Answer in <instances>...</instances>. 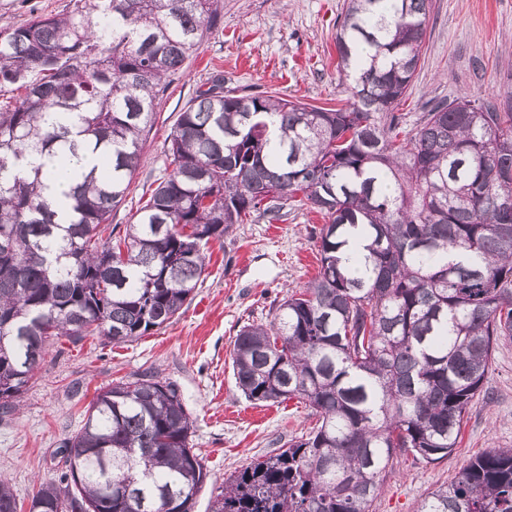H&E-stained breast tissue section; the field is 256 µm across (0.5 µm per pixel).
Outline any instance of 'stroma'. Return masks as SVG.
Masks as SVG:
<instances>
[{
	"label": "stroma",
	"instance_id": "35a3bbf8",
	"mask_svg": "<svg viewBox=\"0 0 512 512\" xmlns=\"http://www.w3.org/2000/svg\"><path fill=\"white\" fill-rule=\"evenodd\" d=\"M344 0H224L222 25L170 77L155 106V122L139 168L112 214L130 223L144 194L163 174L164 145L183 105L214 70L236 94L276 93L317 106L350 97L337 69L336 30ZM512 0H431L420 66L399 106L416 124L429 100L466 96L483 101L512 91ZM320 214L301 210L286 221L234 225L223 243L206 247L207 266L193 300L163 329L115 345L102 336L50 346L18 408L0 422V474L22 505L39 485L57 480V450L82 425L101 388L151 370L178 385L194 419L191 444L209 473L194 512H210L224 481L252 461L279 452L314 424L298 401L256 404L238 389L230 353L238 330L271 320L288 290L305 288L319 271ZM491 448H512V343L500 347L462 442L441 461L401 457L384 473L368 512H417L439 486Z\"/></svg>",
	"mask_w": 512,
	"mask_h": 512
}]
</instances>
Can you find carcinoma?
I'll return each instance as SVG.
<instances>
[{
  "label": "carcinoma",
  "mask_w": 512,
  "mask_h": 512,
  "mask_svg": "<svg viewBox=\"0 0 512 512\" xmlns=\"http://www.w3.org/2000/svg\"><path fill=\"white\" fill-rule=\"evenodd\" d=\"M429 0H347L340 107L226 95L224 74L182 108L161 177L106 234L139 166L155 101L223 19V0H74L0 26V420L51 341L132 342L181 313L205 246L234 225L309 209L319 273L233 342L238 389L296 399L311 431L224 481L211 512H367L400 457L459 444L496 347L512 341V102H437L410 127L395 106L417 72ZM106 155L58 207L28 152ZM355 264L340 253L353 230ZM179 388L145 372L96 394L63 442L38 512H193L208 472ZM0 478V512H18ZM417 512H512V448L477 456Z\"/></svg>",
  "instance_id": "obj_1"
}]
</instances>
